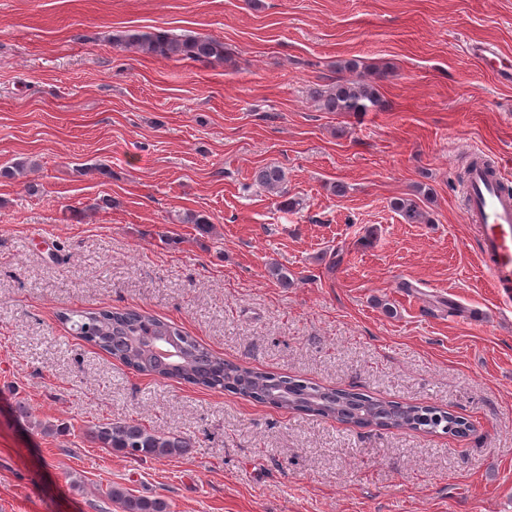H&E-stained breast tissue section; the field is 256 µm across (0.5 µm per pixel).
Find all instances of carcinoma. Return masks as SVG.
Listing matches in <instances>:
<instances>
[{
  "instance_id": "1",
  "label": "carcinoma",
  "mask_w": 512,
  "mask_h": 512,
  "mask_svg": "<svg viewBox=\"0 0 512 512\" xmlns=\"http://www.w3.org/2000/svg\"><path fill=\"white\" fill-rule=\"evenodd\" d=\"M113 43L164 59L191 60L199 63L227 60L224 41L206 35L168 31L140 32L124 30L114 35ZM342 68L355 78H339L314 91V97L327 112L352 115L382 110L377 81L381 74L357 60H347ZM253 180L276 204L292 211L299 201L288 196V178L276 165L254 170ZM409 224H429L431 217L411 197L391 202ZM60 319L85 342L132 368L138 373L183 381L210 390H232L285 411L310 412L356 427L378 429L442 431L455 435L467 427V421L448 411L401 404L348 389H329L259 368L232 363L202 345L174 323L144 311L100 308L70 310ZM102 448L119 451L133 460L183 457L193 447L191 439L180 434L160 432L135 419L104 422L89 432ZM107 496L124 512H169L161 497L135 496L118 486H108Z\"/></svg>"
}]
</instances>
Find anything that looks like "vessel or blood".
Instances as JSON below:
<instances>
[{"label": "vessel or blood", "instance_id": "b4317fda", "mask_svg": "<svg viewBox=\"0 0 512 512\" xmlns=\"http://www.w3.org/2000/svg\"><path fill=\"white\" fill-rule=\"evenodd\" d=\"M505 167L495 175L475 169L465 197L468 220L478 224L481 252L493 288L501 298L512 297V191Z\"/></svg>", "mask_w": 512, "mask_h": 512}]
</instances>
